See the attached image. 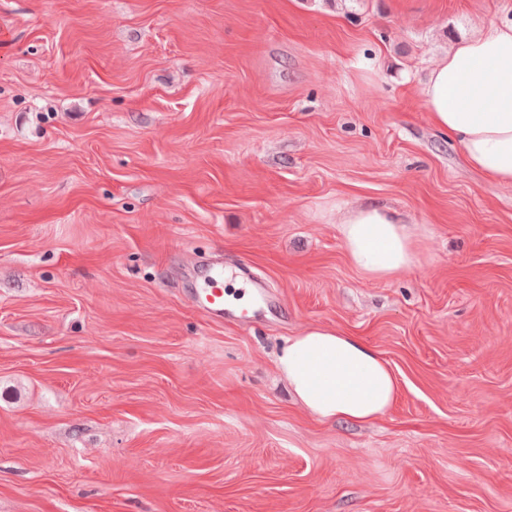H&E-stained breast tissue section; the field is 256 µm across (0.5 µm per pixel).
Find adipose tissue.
<instances>
[{"label": "adipose tissue", "instance_id": "ef3b65f1", "mask_svg": "<svg viewBox=\"0 0 512 512\" xmlns=\"http://www.w3.org/2000/svg\"><path fill=\"white\" fill-rule=\"evenodd\" d=\"M420 99L469 167L512 186V20L489 21L436 57ZM338 222L350 264L368 278L390 279L416 264L419 240L397 211L360 204L340 211ZM274 365L296 401L326 423L375 421L398 394L382 354L339 328L312 326L288 337Z\"/></svg>", "mask_w": 512, "mask_h": 512}]
</instances>
